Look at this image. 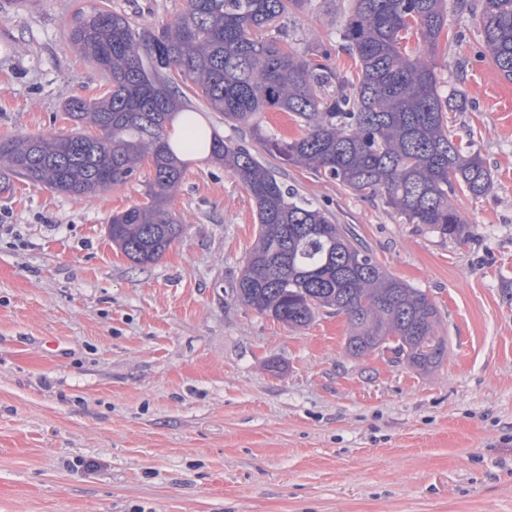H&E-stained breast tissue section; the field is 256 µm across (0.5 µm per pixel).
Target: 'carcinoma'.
Here are the masks:
<instances>
[{"label": "carcinoma", "mask_w": 512, "mask_h": 512, "mask_svg": "<svg viewBox=\"0 0 512 512\" xmlns=\"http://www.w3.org/2000/svg\"><path fill=\"white\" fill-rule=\"evenodd\" d=\"M341 33L359 72L351 79L330 63L323 43L299 51L266 37L280 19L311 0H183L173 22L149 32L105 9L83 15L70 42L109 79L104 98H72L65 110L95 133L0 137V178L7 172L56 192L91 197L123 186L150 162L147 202L112 215L109 235L133 263L158 261L184 234L169 204L186 163L169 144L175 118L189 138L181 149L209 150L249 194L258 234L232 284L242 305L290 328L318 314L344 316V349L354 358L393 345L408 364L439 365L447 341L427 294L390 273L346 224L289 188L250 146L207 132L184 89L224 123L283 163L305 167L358 195L379 196L411 224L443 238H471L454 205L462 193L493 187L481 154L457 142L448 113L465 94L440 81L437 56L447 0H350ZM481 55L512 81V0H482ZM416 26L426 47L410 55L400 33ZM286 112L302 133L285 139L263 126V113Z\"/></svg>", "instance_id": "cac0c4a2"}]
</instances>
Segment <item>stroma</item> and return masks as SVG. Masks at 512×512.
Returning <instances> with one entry per match:
<instances>
[{
    "instance_id": "35a3bbf8",
    "label": "stroma",
    "mask_w": 512,
    "mask_h": 512,
    "mask_svg": "<svg viewBox=\"0 0 512 512\" xmlns=\"http://www.w3.org/2000/svg\"><path fill=\"white\" fill-rule=\"evenodd\" d=\"M182 2L0 0V136L74 130L65 103L108 91L68 39L81 11L150 31ZM348 3L283 25L353 76ZM480 8L449 9L438 58L468 100L449 125L495 177L455 200L468 241L261 155L436 304L448 349L431 370L349 357L344 317L294 330L235 301L254 206L205 158L187 156L170 203L183 240L148 266L108 223L145 203L149 166L91 200L19 179L0 194V512H512V82L477 54Z\"/></svg>"
}]
</instances>
